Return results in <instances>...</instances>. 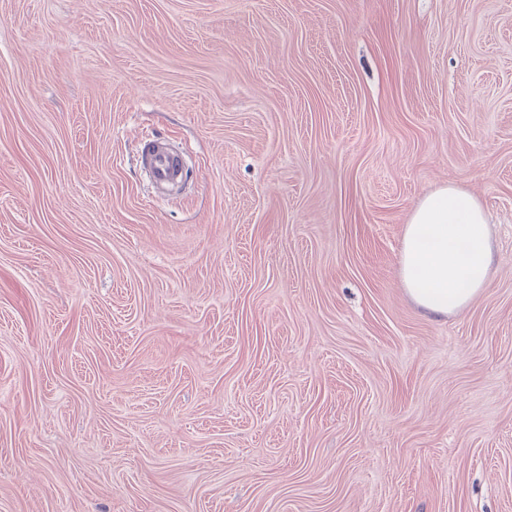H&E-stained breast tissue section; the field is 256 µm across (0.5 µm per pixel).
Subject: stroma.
I'll return each mask as SVG.
<instances>
[{
	"mask_svg": "<svg viewBox=\"0 0 512 512\" xmlns=\"http://www.w3.org/2000/svg\"><path fill=\"white\" fill-rule=\"evenodd\" d=\"M0 512H512V0H0ZM139 163L149 179L155 197L173 194L183 183V157L180 151L162 138L147 137L142 140ZM492 239L482 203L448 184L423 197L403 233L401 281L429 314L448 316L486 290Z\"/></svg>",
	"mask_w": 512,
	"mask_h": 512,
	"instance_id": "stroma-1",
	"label": "stroma"
}]
</instances>
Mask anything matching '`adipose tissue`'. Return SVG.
<instances>
[{"label": "adipose tissue", "mask_w": 512, "mask_h": 512, "mask_svg": "<svg viewBox=\"0 0 512 512\" xmlns=\"http://www.w3.org/2000/svg\"><path fill=\"white\" fill-rule=\"evenodd\" d=\"M492 239L482 203L448 184L423 197L411 212L401 249L402 284L429 314L467 307L489 282Z\"/></svg>", "instance_id": "1"}]
</instances>
